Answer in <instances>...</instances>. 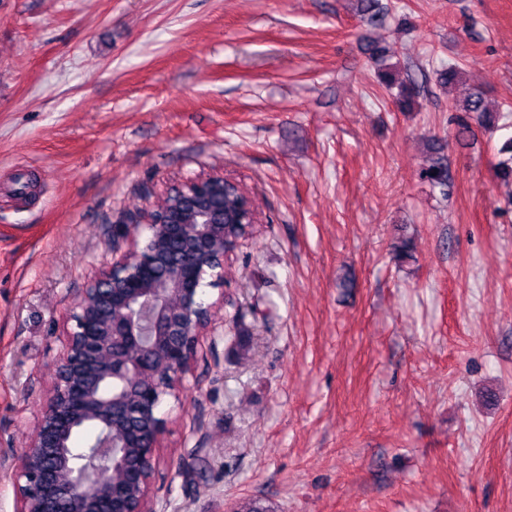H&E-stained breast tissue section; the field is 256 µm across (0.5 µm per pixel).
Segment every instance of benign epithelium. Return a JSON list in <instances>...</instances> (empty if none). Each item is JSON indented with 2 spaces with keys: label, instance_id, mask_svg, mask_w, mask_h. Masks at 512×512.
<instances>
[{
  "label": "benign epithelium",
  "instance_id": "7a95c632",
  "mask_svg": "<svg viewBox=\"0 0 512 512\" xmlns=\"http://www.w3.org/2000/svg\"><path fill=\"white\" fill-rule=\"evenodd\" d=\"M222 174L176 183L193 208V224L164 222L152 209L123 225L122 238L148 232L143 247L120 253L94 274L72 306L74 322L56 382L38 422V435L14 461L0 467L18 483L17 512H152L150 484L163 419L162 399L181 388L199 339L211 325L202 296L207 278L224 277ZM181 253L157 284L160 246ZM92 424L102 434L104 472L87 478L76 460L74 436Z\"/></svg>",
  "mask_w": 512,
  "mask_h": 512
}]
</instances>
